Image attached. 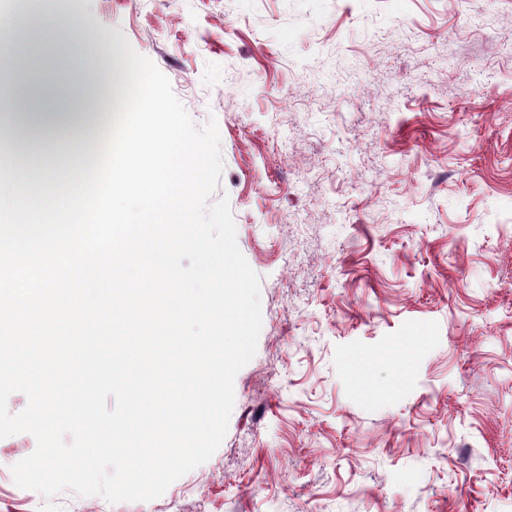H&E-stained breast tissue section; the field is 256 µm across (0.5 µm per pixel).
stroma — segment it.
Here are the masks:
<instances>
[{"label":"stroma","instance_id":"stroma-1","mask_svg":"<svg viewBox=\"0 0 512 512\" xmlns=\"http://www.w3.org/2000/svg\"><path fill=\"white\" fill-rule=\"evenodd\" d=\"M60 11L216 120L262 328L226 435L148 502L19 488L0 512H512V0H0ZM83 144L0 167L83 171Z\"/></svg>","mask_w":512,"mask_h":512}]
</instances>
